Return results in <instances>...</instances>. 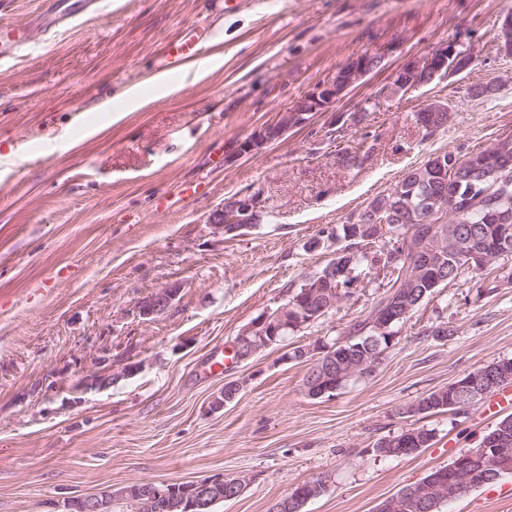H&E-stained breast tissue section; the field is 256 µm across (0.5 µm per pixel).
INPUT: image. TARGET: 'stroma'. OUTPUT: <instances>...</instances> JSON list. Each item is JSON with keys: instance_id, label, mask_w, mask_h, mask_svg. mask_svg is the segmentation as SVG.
<instances>
[{"instance_id": "stroma-1", "label": "stroma", "mask_w": 512, "mask_h": 512, "mask_svg": "<svg viewBox=\"0 0 512 512\" xmlns=\"http://www.w3.org/2000/svg\"><path fill=\"white\" fill-rule=\"evenodd\" d=\"M232 2L216 17L207 0H101L64 29L31 32L21 56L0 63V157L14 158L0 165V512H66L107 485L222 471L250 484L215 512H270L322 475L328 489L303 512H376L498 421L481 402L460 414L410 408L512 358V259L437 289L398 325L375 371L333 397H308L309 363L280 348L213 362L335 258L341 244L322 230L434 154L512 136V56L497 41L512 0ZM206 18L217 45L180 91L133 112L100 111L132 85L150 92L157 52ZM450 41L473 55L469 69L382 95L401 66ZM385 46L379 68L327 111L236 155L352 57ZM488 82L493 95L470 97ZM438 102L448 122L425 135L415 114ZM359 146L367 160L346 166ZM200 178L202 197H180ZM241 194L258 197L256 221L225 233L211 216ZM161 196L172 204L163 215ZM171 286L170 309L138 315L137 301ZM380 293L360 283L289 343L346 338ZM438 326L447 339L434 338ZM229 382L235 399L212 410ZM421 426L434 432L429 447L376 455L381 439ZM447 512H512V476Z\"/></svg>"}]
</instances>
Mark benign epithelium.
<instances>
[{"label": "benign epithelium", "instance_id": "7a95c632", "mask_svg": "<svg viewBox=\"0 0 512 512\" xmlns=\"http://www.w3.org/2000/svg\"><path fill=\"white\" fill-rule=\"evenodd\" d=\"M500 49L505 53H512V15L504 17L498 35ZM391 53V48L382 52L360 54L350 59L344 66L347 78L312 91L301 98L287 111L284 121L274 125L265 126L242 140L238 145L237 154L253 155L270 143L274 134H283L286 130L305 125L311 116L326 109L329 104L341 99L350 88L367 74L376 69V64ZM473 63V58L465 53L457 52L456 46L443 43L433 49L418 61L406 64L397 70L393 78L399 79L394 85L397 90H409L416 87L414 80L422 79L427 83L436 77H442L450 72H462ZM482 174V178H498V172L486 167V161L470 158L462 166L461 173ZM255 201L251 197L237 199L224 206L217 223L224 227V232L232 233L254 223ZM427 224H435L437 228L448 230V233H439L431 244L424 249L420 263L424 266L433 264V255L443 249L446 241H460L464 238L465 229L458 224H446V220L438 218L435 211H429L424 219ZM179 288L172 286L163 288L143 298L137 303V309L143 316H151L166 311L178 296ZM288 327V307L279 308L274 315H262L251 327L241 335L233 345L236 359L248 360L260 351L278 343V333ZM332 348L329 344L319 341L312 346H303L298 351L302 358L312 361V377H317L330 363ZM376 367L365 361L352 362L341 371L338 378L341 380L361 378L368 375ZM482 375L474 374L452 384V395L459 397L472 395L481 389ZM479 459L483 469L488 471L505 470L509 468L506 461L493 448L483 445L477 449L469 450L455 462L458 474L462 475L459 483L454 486L453 492H448V484L439 481L432 488L437 496L452 494L461 496L468 491L467 472L468 463ZM248 486V478L241 474L217 472L201 480L188 482H139L120 488L105 487L95 494L80 497L68 503L69 512H112V503L117 500H128L135 506L136 512H155L157 503L161 500L168 503L170 512H211L212 507L219 501H231L239 498ZM427 497L422 495L418 487H411L409 497L400 495L391 499L387 504L390 512H403L408 507L423 509Z\"/></svg>", "mask_w": 512, "mask_h": 512}]
</instances>
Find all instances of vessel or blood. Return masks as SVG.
Listing matches in <instances>:
<instances>
[{"mask_svg":"<svg viewBox=\"0 0 512 512\" xmlns=\"http://www.w3.org/2000/svg\"><path fill=\"white\" fill-rule=\"evenodd\" d=\"M97 0H43V7L29 27L0 25V63L14 59L29 42L30 29L53 33L77 20L95 13ZM216 37L210 24L166 43L162 51L160 71L170 72L205 58Z\"/></svg>","mask_w":512,"mask_h":512,"instance_id":"vessel-or-blood-1","label":"vessel or blood"}]
</instances>
